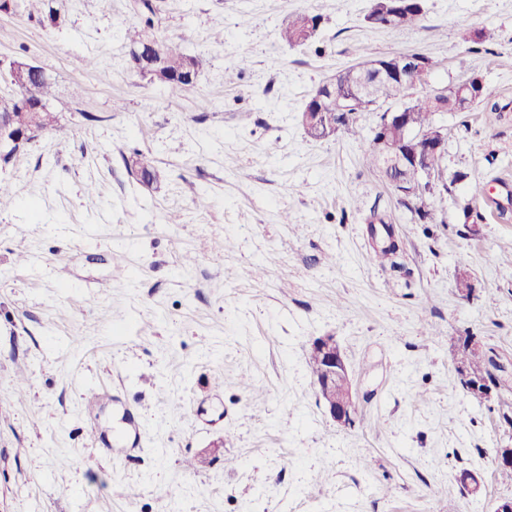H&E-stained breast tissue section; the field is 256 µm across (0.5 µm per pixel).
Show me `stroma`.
<instances>
[{"label": "stroma", "instance_id": "stroma-1", "mask_svg": "<svg viewBox=\"0 0 512 512\" xmlns=\"http://www.w3.org/2000/svg\"><path fill=\"white\" fill-rule=\"evenodd\" d=\"M50 4L52 23L0 11V99L13 62L41 66L68 131L0 161V512H492L512 498L493 456L512 448V0H424L396 30L365 24L372 0H153L157 36L209 60L188 90L130 67L137 0ZM297 11L322 23L289 46L278 32ZM482 29L494 40L462 44ZM412 51L440 62L430 88L475 75L486 92L437 117L456 180L425 194L432 224L364 163L379 111L356 136L315 141L299 122L336 72ZM136 151L158 183L130 173ZM374 211L390 265L372 259ZM328 335L356 391L350 428L307 365ZM468 336L500 383L485 399L456 381ZM96 430L141 443L116 463ZM127 167L144 184L157 183L161 178V172L153 159L139 151H136L130 160L127 159Z\"/></svg>", "mask_w": 512, "mask_h": 512}]
</instances>
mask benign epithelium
<instances>
[{"label":"benign epithelium","mask_w":512,"mask_h":512,"mask_svg":"<svg viewBox=\"0 0 512 512\" xmlns=\"http://www.w3.org/2000/svg\"><path fill=\"white\" fill-rule=\"evenodd\" d=\"M403 0H391V5L382 13H369L365 22L371 27H383L392 23L400 9ZM160 51L157 41L147 44V48L137 55L134 64L137 70L144 74L159 75ZM45 71L40 66L14 67L9 71L10 82L18 88L29 86L30 79L41 77ZM351 75L359 84L368 76L377 79L394 77L400 80L405 96L391 111L381 114L379 121L373 127L375 148L381 158L380 174L385 181L403 198L416 200L431 190L433 172L427 166V155L443 147L445 141L444 127L436 124L425 130H415L409 127L405 119L407 103L418 98L434 99V93L424 90L431 73L419 53L396 55L384 63L363 62L351 68ZM361 93V87L338 84L330 79L320 86L308 101L307 111L301 113L303 123L310 127L324 128L337 132L342 128V122L337 112H325L322 109L324 99L329 95ZM43 131L34 126L30 131H18L13 127V113H0V157L14 154L24 143ZM419 171L421 179L411 183L403 180L407 168ZM310 351L318 354L322 361L321 378L316 382V393L323 402L330 418L341 426H350L358 413V404L352 390L348 367L343 352L332 336H322L315 339ZM456 374L467 383L470 391L476 395L488 397L489 388L483 386V381L475 378L466 365L456 363Z\"/></svg>","instance_id":"1"}]
</instances>
